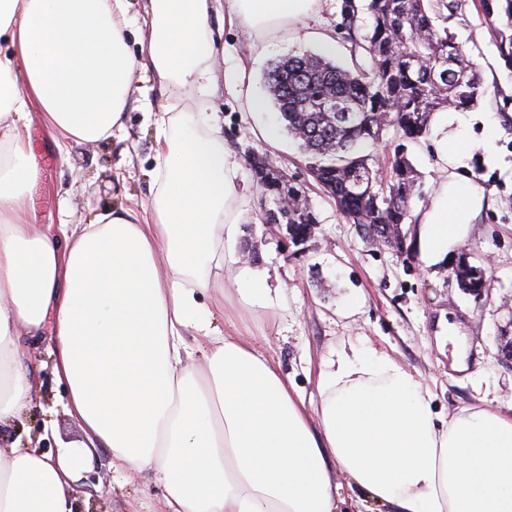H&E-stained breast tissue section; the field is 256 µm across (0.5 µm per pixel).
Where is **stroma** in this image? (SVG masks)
<instances>
[{
  "label": "stroma",
  "mask_w": 512,
  "mask_h": 512,
  "mask_svg": "<svg viewBox=\"0 0 512 512\" xmlns=\"http://www.w3.org/2000/svg\"><path fill=\"white\" fill-rule=\"evenodd\" d=\"M456 2L448 27L483 80V95L465 128L476 147L456 172L483 187L489 205L452 261L437 267L425 266L417 249L367 242L339 215L292 137L282 132L271 144L259 136L260 126L278 116L266 89L272 64L303 51L346 58L342 0H316L303 18L270 38L229 21L223 12L213 19L222 31L224 61L211 106L221 120L225 146L241 164L237 189L247 205L234 249L255 250L248 265L264 279L272 304L244 305L233 266L223 271V290H209L202 300L210 306L223 302L214 325L252 340L280 362L304 394L314 393L322 361L351 343L386 353L415 373L440 414L475 406L512 408V366L501 358L502 347L512 341V69L499 55L481 0ZM153 84L151 72L136 69L126 129L109 139L71 141L61 151L40 122L25 130L40 170L30 190L39 223L54 226L112 208L139 212L149 205L155 130L146 112L158 103ZM250 95L262 100L261 110L247 108ZM251 151L271 155L289 179L304 185L318 219L306 249L288 247L282 230L263 224L260 193L244 164ZM409 156L423 182L421 196L411 203L412 221L403 227L411 238L443 178L439 135L428 132L410 146ZM464 262L485 269L481 294L459 288L456 270ZM24 361L31 368L32 403L11 436L0 438V450L9 451L15 437L32 442L41 427L52 429L56 447L79 440L81 429L65 411L66 390L51 372L47 341L29 342ZM81 476L83 512L94 498L106 512H162L164 489L153 473L115 471L108 449H93Z\"/></svg>",
  "instance_id": "1"
}]
</instances>
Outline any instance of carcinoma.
<instances>
[{
	"instance_id": "obj_1",
	"label": "carcinoma",
	"mask_w": 512,
	"mask_h": 512,
	"mask_svg": "<svg viewBox=\"0 0 512 512\" xmlns=\"http://www.w3.org/2000/svg\"><path fill=\"white\" fill-rule=\"evenodd\" d=\"M456 9L455 0H342L347 62L303 52L277 62L267 74L284 129L340 214L365 237L398 249L405 244L401 225L410 219L419 189L407 144L428 133L435 113L471 108L482 95L479 73L448 33ZM486 9L497 17L496 43L512 67V0H496ZM362 13L370 18L364 29ZM389 127L401 144L382 179L372 168L373 155L361 146L376 147ZM248 164L261 189L264 223L286 224L290 231L317 223L303 187L270 157L252 153ZM457 280L469 292L486 287L485 271L469 264L460 266Z\"/></svg>"
}]
</instances>
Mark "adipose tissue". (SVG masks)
<instances>
[{
    "label": "adipose tissue",
    "instance_id": "obj_1",
    "mask_svg": "<svg viewBox=\"0 0 512 512\" xmlns=\"http://www.w3.org/2000/svg\"><path fill=\"white\" fill-rule=\"evenodd\" d=\"M222 2L269 31L315 0H149L137 55L127 0H0V425L31 402L23 338L46 334L84 437L55 458L0 452V512H73L92 448L153 472L165 512H336L335 466L389 512H512V413L444 417L412 372L357 346L320 370L311 410L250 340L210 329L200 297L234 261L242 216L239 165L206 106ZM141 62L163 99L147 215L39 224L22 127L37 117L57 142L110 137ZM483 200L445 176L419 219L425 265L445 262ZM193 339L207 345L201 372L186 363Z\"/></svg>",
    "mask_w": 512,
    "mask_h": 512
}]
</instances>
